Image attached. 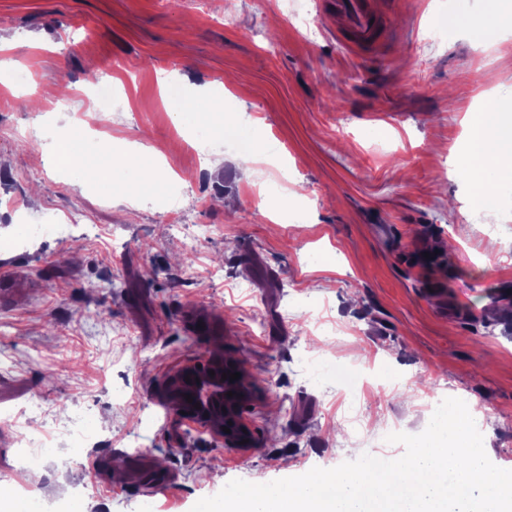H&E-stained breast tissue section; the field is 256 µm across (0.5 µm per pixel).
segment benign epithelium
Masks as SVG:
<instances>
[{
	"instance_id": "obj_1",
	"label": "benign epithelium",
	"mask_w": 512,
	"mask_h": 512,
	"mask_svg": "<svg viewBox=\"0 0 512 512\" xmlns=\"http://www.w3.org/2000/svg\"><path fill=\"white\" fill-rule=\"evenodd\" d=\"M243 372L241 365L210 359L204 368L193 362L168 379L172 409L180 418L201 430L224 439V443L239 449L251 446L252 432L243 416L244 406L252 400L242 380L222 379V374ZM233 396H228L227 392ZM191 400H186V396ZM200 408H195V404ZM229 428L226 433L223 428Z\"/></svg>"
}]
</instances>
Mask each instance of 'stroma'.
<instances>
[{
    "mask_svg": "<svg viewBox=\"0 0 512 512\" xmlns=\"http://www.w3.org/2000/svg\"><path fill=\"white\" fill-rule=\"evenodd\" d=\"M288 0H0V45L38 94L7 77L0 107V481H23L27 437L71 416L95 434L54 446L38 492L77 512H191L228 482H270L417 434L433 400L485 420L512 468V194L473 206L457 165L486 98L512 112V33L492 48L449 36L483 0H376L388 34L358 52L335 15L307 23ZM314 27L307 39L305 27ZM112 68L114 101L92 88ZM224 90V131L195 163L197 128L160 85ZM54 136L26 148L28 126ZM158 154L161 191L127 201L50 166L56 134L98 153L135 128ZM259 135L288 171L243 160ZM75 216L74 236L33 234ZM197 224L217 231L194 251ZM191 263H184V256ZM193 334L194 348L180 337ZM237 361L253 445L177 423L166 382L192 360ZM363 404L351 433L346 406Z\"/></svg>",
    "mask_w": 512,
    "mask_h": 512,
    "instance_id": "1",
    "label": "stroma"
}]
</instances>
